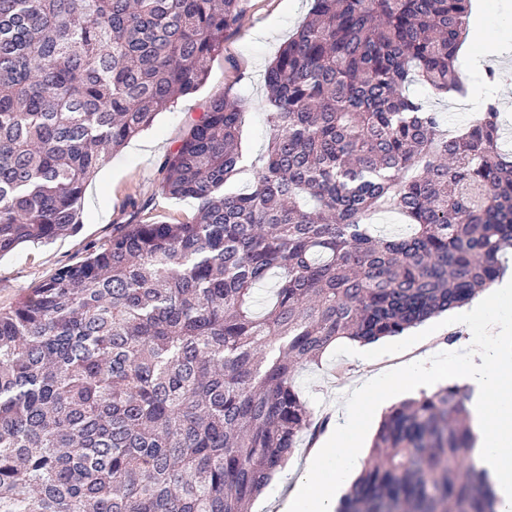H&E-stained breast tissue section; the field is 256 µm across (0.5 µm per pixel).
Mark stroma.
Segmentation results:
<instances>
[{
    "label": "stroma",
    "mask_w": 512,
    "mask_h": 512,
    "mask_svg": "<svg viewBox=\"0 0 512 512\" xmlns=\"http://www.w3.org/2000/svg\"><path fill=\"white\" fill-rule=\"evenodd\" d=\"M472 27L498 43L502 59L494 81L484 70L463 62L458 66L465 85L479 89L478 98L460 107L449 105L447 94L429 95V105L450 123L465 126L480 100L500 98L502 86L512 84V0H472ZM237 32L224 39V49L210 62L205 83L160 112L148 130L107 158L89 182L82 203L83 224L78 233L49 244L26 243L0 257V310L12 307L61 267L77 263L91 244H104L120 224L142 221L176 223L190 219L195 201L166 195L160 165L184 138L193 119L214 99L238 100L243 112L241 149L245 165L258 163L267 145L266 92L263 74L281 45L306 20L311 0H240ZM512 316V303L473 315L462 326L438 331L430 349L441 365H463V338L481 335L485 319ZM412 346L409 334L387 337L363 357L352 342L343 340L324 354L320 364L297 371L295 385L311 407L328 413L344 408L350 391L369 374L389 371L405 360Z\"/></svg>",
    "instance_id": "obj_1"
}]
</instances>
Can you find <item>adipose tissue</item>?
I'll list each match as a JSON object with an SVG mask.
<instances>
[{"label":"adipose tissue","mask_w":512,"mask_h":512,"mask_svg":"<svg viewBox=\"0 0 512 512\" xmlns=\"http://www.w3.org/2000/svg\"><path fill=\"white\" fill-rule=\"evenodd\" d=\"M468 366L447 372L429 354L411 359L384 379H369L350 395V411L329 424L306 468L288 493L281 512H336L363 459V440L378 414L401 393L454 381L472 390L479 441L474 453L500 500L512 512V320H489L485 338H470Z\"/></svg>","instance_id":"1"}]
</instances>
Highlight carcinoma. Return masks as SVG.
<instances>
[{
	"mask_svg": "<svg viewBox=\"0 0 512 512\" xmlns=\"http://www.w3.org/2000/svg\"><path fill=\"white\" fill-rule=\"evenodd\" d=\"M471 0H313L242 112L209 103L162 163L177 224L112 240L0 312V512H247L315 415L298 368L398 336L506 272L512 152L498 102L447 122ZM239 0H0V256L81 228L109 154L207 78ZM395 210L409 233L368 221ZM276 277L273 298L255 290ZM458 384L394 406L337 512H497Z\"/></svg>",
	"mask_w": 512,
	"mask_h": 512,
	"instance_id": "obj_1",
	"label": "carcinoma"
}]
</instances>
